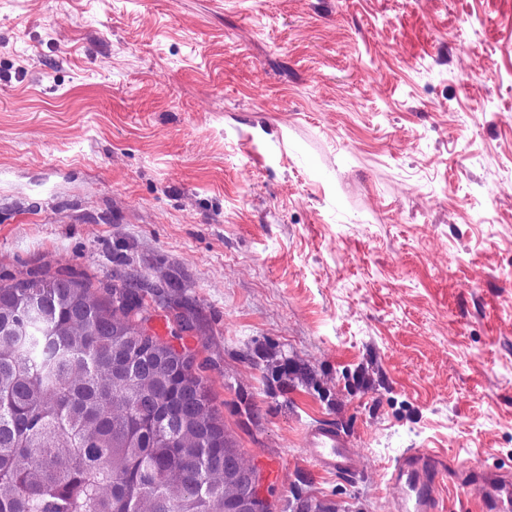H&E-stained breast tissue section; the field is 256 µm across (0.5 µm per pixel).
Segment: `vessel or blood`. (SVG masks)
Masks as SVG:
<instances>
[{
  "label": "vessel or blood",
  "mask_w": 512,
  "mask_h": 512,
  "mask_svg": "<svg viewBox=\"0 0 512 512\" xmlns=\"http://www.w3.org/2000/svg\"><path fill=\"white\" fill-rule=\"evenodd\" d=\"M303 446L321 471L350 476L359 468L348 434L336 424L321 421L309 426ZM463 481L439 456L418 448L406 449L390 465L389 483L398 492L397 512H437L440 491L462 486ZM471 481L479 487L483 512H512V473L486 469Z\"/></svg>",
  "instance_id": "1"
}]
</instances>
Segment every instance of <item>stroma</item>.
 Returning <instances> with one entry per match:
<instances>
[{"label": "stroma", "instance_id": "35a3bbf8", "mask_svg": "<svg viewBox=\"0 0 512 512\" xmlns=\"http://www.w3.org/2000/svg\"><path fill=\"white\" fill-rule=\"evenodd\" d=\"M65 268L152 285L270 512L512 471V0H0V272ZM303 447L323 472L351 476L358 471L359 458L349 435L334 423L321 421L309 426L303 435ZM389 483L398 492L396 511H438L439 493L447 486L462 487L464 478L439 456L408 448L390 465Z\"/></svg>", "mask_w": 512, "mask_h": 512}]
</instances>
